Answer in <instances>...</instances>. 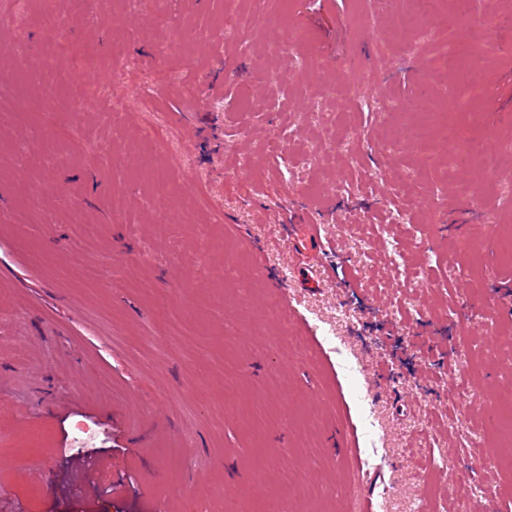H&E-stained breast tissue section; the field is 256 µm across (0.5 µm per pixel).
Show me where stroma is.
<instances>
[{
  "mask_svg": "<svg viewBox=\"0 0 512 512\" xmlns=\"http://www.w3.org/2000/svg\"><path fill=\"white\" fill-rule=\"evenodd\" d=\"M264 10L299 43L264 44ZM162 11L0 0V512H263L275 484L291 512H512L488 421L512 409V261L486 243L512 227V153L452 178L442 140L405 138L436 98L460 138L512 137V0H437L403 40L377 0ZM475 19L463 92L448 46ZM305 209L320 238L262 219ZM285 298L333 342L276 346ZM43 41L50 45L55 53L67 51V44L61 37V23L54 13H44L40 19Z\"/></svg>",
  "mask_w": 512,
  "mask_h": 512,
  "instance_id": "1",
  "label": "stroma"
}]
</instances>
